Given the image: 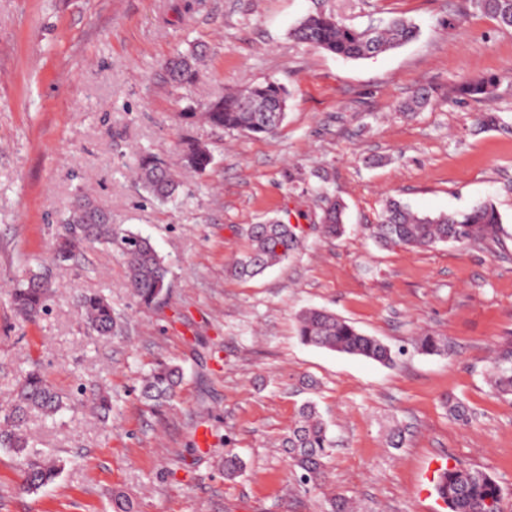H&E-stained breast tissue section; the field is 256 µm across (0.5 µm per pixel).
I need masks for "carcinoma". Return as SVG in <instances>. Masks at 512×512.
<instances>
[{
    "instance_id": "carcinoma-1",
    "label": "carcinoma",
    "mask_w": 512,
    "mask_h": 512,
    "mask_svg": "<svg viewBox=\"0 0 512 512\" xmlns=\"http://www.w3.org/2000/svg\"><path fill=\"white\" fill-rule=\"evenodd\" d=\"M470 7L497 21L503 28H512V0H470ZM290 34L300 43L316 47L345 60L370 59L394 50L419 35V27L402 17L371 22L363 28L349 26L330 13H309L298 20ZM202 50L195 48L167 64L172 82L185 84L198 75L197 61ZM497 79L489 78L466 84L462 93L482 98L492 93ZM287 93L275 81L252 87L244 94H229L206 104L203 115L216 129L237 130L254 135H271L286 116ZM183 166L203 173L212 163L208 146L191 138L181 141ZM137 170L143 190L154 200L166 202L180 189L176 174L164 161L152 154H142ZM343 204L327 200L322 216V232L340 237L345 232ZM502 220L488 201L479 202L466 211L423 214L397 199L386 202L380 223L374 227L379 241L409 248H432L440 243L465 245L495 237ZM249 245L230 267L233 277L252 279L267 268L285 262L302 246L296 227L280 221L251 224L246 230ZM85 246H106L120 253L125 260L133 294L146 307L155 306L168 293V268L149 237L123 230L112 224L111 215L88 197H81L57 237L55 259L70 260ZM51 285L44 272L30 274L14 289L11 302L27 319L46 310ZM81 319L87 329L106 340L114 335L118 318L112 302L99 293H85L78 301ZM298 336L307 345L332 352L363 357L386 366L395 365L405 354L404 347L394 348L324 308H308L299 314ZM414 349L428 355L445 351L431 335L419 337ZM489 374L496 391L512 395V344L493 353ZM183 380L181 368L175 364H159L142 380L141 400L154 409L166 407L174 400ZM72 405L54 389L37 370L24 378L14 404L0 411V448L12 451L21 467L24 483L35 492L55 481L63 470L61 461L35 448L26 427L30 417L41 414L55 418ZM92 408L102 417L112 412V395L99 389L92 394ZM288 457L300 470L296 477L303 484L318 486L324 475V462L333 452L335 441L312 400L299 408V418L282 440ZM244 470L242 459L234 452L224 458V475L235 478ZM437 488L449 512H499L501 491L485 472L473 469L445 468L437 475Z\"/></svg>"
}]
</instances>
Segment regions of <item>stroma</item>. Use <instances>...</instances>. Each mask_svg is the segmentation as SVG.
<instances>
[{
  "mask_svg": "<svg viewBox=\"0 0 512 512\" xmlns=\"http://www.w3.org/2000/svg\"><path fill=\"white\" fill-rule=\"evenodd\" d=\"M313 11L356 27L404 17L420 35L345 61L291 37ZM194 43L206 53L197 80L171 84L166 62ZM488 77L499 80L491 95L461 93ZM270 79L289 93L274 134L195 119L202 104ZM421 88L426 106L403 111ZM185 135L211 149L205 173L183 170ZM144 153L181 173L174 200L148 198L135 180ZM85 194L151 239L169 270L163 304L138 303L109 248L51 264L55 235ZM326 195L346 206L343 236L321 232ZM390 198L427 214L489 201L506 232L486 245L387 247L372 228ZM271 219L298 226L302 249L262 276L232 277L248 225ZM40 264L55 293L30 321L10 292ZM89 291L120 318L110 340L78 317ZM308 307L408 352L385 366L303 345ZM424 333L443 355L412 350ZM510 339L512 29L470 14L469 0H0V408L35 365L61 394L112 391L106 428L85 407L31 416L40 449L67 462L46 488L26 491L0 449V512H114L118 494L136 512H329L335 496L360 512H448L433 477L453 466L488 473L501 512H512V399L486 377ZM160 361L184 379L156 412L138 388ZM310 395L336 442L318 487L291 477L280 446ZM457 400L468 422L450 416ZM397 426L406 441L392 448ZM229 451L246 463L233 480L222 467Z\"/></svg>",
  "mask_w": 512,
  "mask_h": 512,
  "instance_id": "35a3bbf8",
  "label": "stroma"
}]
</instances>
